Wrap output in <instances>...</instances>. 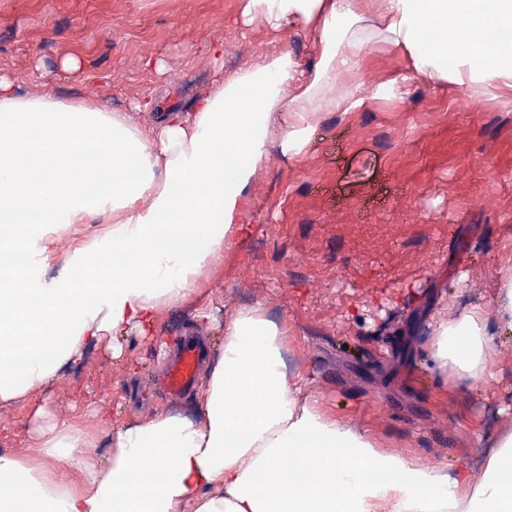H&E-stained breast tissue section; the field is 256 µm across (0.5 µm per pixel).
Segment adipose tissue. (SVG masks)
Masks as SVG:
<instances>
[{
  "instance_id": "ef3b65f1",
  "label": "adipose tissue",
  "mask_w": 512,
  "mask_h": 512,
  "mask_svg": "<svg viewBox=\"0 0 512 512\" xmlns=\"http://www.w3.org/2000/svg\"><path fill=\"white\" fill-rule=\"evenodd\" d=\"M374 11L379 36L362 25ZM272 31L319 34L302 72L288 52L222 76L191 107L140 126L95 99L65 104L0 78V223L34 241L31 274L0 288V406L35 403L26 451L0 450V512H512V426L487 436L479 468L448 469L381 447L337 419L288 367L290 328L238 307L193 412L117 429L61 418L37 399L92 343L208 292L210 272L253 221L245 189L269 143L305 150L323 113L363 108L354 84L372 42L414 72L477 98L512 89V0H246ZM106 217L74 238L56 275L51 227ZM491 303L435 315L425 365L435 398L488 384L512 334V256ZM106 441L105 460L89 453Z\"/></svg>"
}]
</instances>
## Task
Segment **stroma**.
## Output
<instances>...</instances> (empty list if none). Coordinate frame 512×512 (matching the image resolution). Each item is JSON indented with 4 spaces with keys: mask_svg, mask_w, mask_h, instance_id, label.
<instances>
[{
    "mask_svg": "<svg viewBox=\"0 0 512 512\" xmlns=\"http://www.w3.org/2000/svg\"><path fill=\"white\" fill-rule=\"evenodd\" d=\"M244 0H0V75L23 91L67 102L95 96L130 110L153 95L182 109L255 55L315 60L318 34L273 33L245 22ZM224 45L223 62L210 46ZM73 56L78 69L62 62ZM395 94L343 114L323 113L304 153L270 150L248 187L254 218L212 276L209 295L161 320L150 338L127 328L120 357L89 352L46 393L60 416L98 414L109 426L192 411L193 393L154 388L181 337L223 341L237 307L288 319L289 365L323 405L369 428L385 447L456 468L480 450L469 418L512 422L511 372L501 385L433 403L422 365L443 306L490 301L504 243H512V90L475 100L464 87L411 71L404 55L375 53L355 77ZM33 405L0 406V448L26 447Z\"/></svg>",
    "mask_w": 512,
    "mask_h": 512,
    "instance_id": "obj_1",
    "label": "stroma"
}]
</instances>
